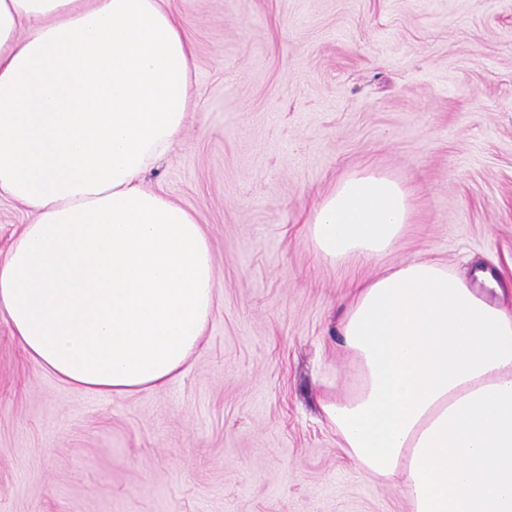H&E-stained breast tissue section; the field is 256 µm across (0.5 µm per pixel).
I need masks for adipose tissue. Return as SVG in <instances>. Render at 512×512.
<instances>
[{
  "mask_svg": "<svg viewBox=\"0 0 512 512\" xmlns=\"http://www.w3.org/2000/svg\"><path fill=\"white\" fill-rule=\"evenodd\" d=\"M194 49L164 0H0V196L28 206L0 311L31 361L111 399L175 380L218 291L196 214L149 189L180 136ZM407 190L363 169L311 211L329 262L393 251ZM351 385L339 445L409 512H512V304L443 264L363 282L337 327Z\"/></svg>",
  "mask_w": 512,
  "mask_h": 512,
  "instance_id": "obj_1",
  "label": "adipose tissue"
}]
</instances>
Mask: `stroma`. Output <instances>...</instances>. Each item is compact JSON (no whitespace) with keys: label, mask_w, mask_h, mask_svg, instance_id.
Masks as SVG:
<instances>
[{"label":"stroma","mask_w":512,"mask_h":512,"mask_svg":"<svg viewBox=\"0 0 512 512\" xmlns=\"http://www.w3.org/2000/svg\"><path fill=\"white\" fill-rule=\"evenodd\" d=\"M195 95L151 188L196 212L219 295L170 385L125 399L38 369L0 312V512H408L318 405L345 394L356 281L431 258L512 284V0H167ZM397 179V248L324 260L306 218L346 173Z\"/></svg>","instance_id":"35a3bbf8"}]
</instances>
